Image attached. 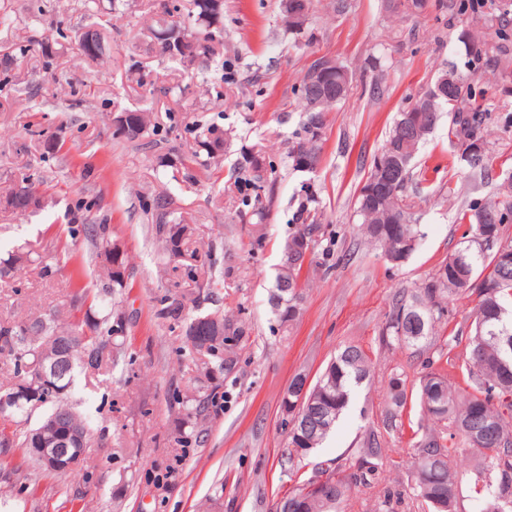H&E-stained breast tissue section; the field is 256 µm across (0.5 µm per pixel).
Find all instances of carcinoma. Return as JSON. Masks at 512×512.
I'll return each mask as SVG.
<instances>
[{"instance_id": "carcinoma-1", "label": "carcinoma", "mask_w": 512, "mask_h": 512, "mask_svg": "<svg viewBox=\"0 0 512 512\" xmlns=\"http://www.w3.org/2000/svg\"><path fill=\"white\" fill-rule=\"evenodd\" d=\"M191 24L161 19L158 26L149 32L150 41L158 46L161 55L173 62L204 70L215 52L216 36L223 31L224 0H192ZM171 33L176 54L168 55L159 47L157 33ZM79 46L84 56L96 62L111 51L109 42L100 29L89 27L78 35ZM96 51L88 53L89 43ZM350 82L333 95L322 97L321 106L311 110V89L301 83L300 95L304 103L302 133L292 142L288 158L292 169L314 172L321 164L324 137L315 135V130L325 129L326 112L342 102L347 96ZM472 97L469 78L455 70L445 71L419 97L422 111L417 113L418 129L403 133L404 115L398 113L379 156H389L398 169L404 170L406 179L390 188H377L373 195L358 194L356 213L369 242L386 255L402 254L408 259L416 247L404 249L402 238L408 236L419 242L417 226L411 223L408 207L404 202V190L411 180L412 161L419 144L440 119L445 109H454L459 102ZM133 123L130 142L149 137L152 125L151 112L143 109L129 111ZM486 121V113L477 108L452 115L450 130L456 139L479 140ZM198 143L201 151L189 157H163V166L171 169L173 180L192 178L191 166H206L210 160L224 151V133L214 127L198 128ZM466 167L477 172L485 169L484 155L463 150L460 155ZM264 146L256 142L243 150L241 160L232 173L234 182L245 183L250 189L259 191L267 183ZM37 194L36 186L29 178L21 180L17 191V202L13 210H28L30 199ZM158 211L159 232L164 234V253L170 258L182 256V244L190 227L177 221L172 203L160 198L155 202ZM512 211V204L500 208L489 205L474 211L469 216L468 230L462 236V246L444 260L437 273L429 278L425 287L413 289L398 296L379 336L380 344L386 347H405L421 362L418 376L410 378L402 368L389 381V396L381 413L382 431L366 434L360 448L354 453L355 462L348 467H336L329 474L319 493L308 488L309 478L284 496L276 512H291L293 505L305 500L304 512H341L351 494L361 488L374 487L376 475L383 466L381 439L386 434L410 430L412 461L409 468L408 487L413 498L424 505L428 512H438L436 504L448 503L447 512H456L459 478L452 468V461L463 445L478 451V457L468 478L469 489L480 503L497 501L502 512H512V356L504 358L505 337H512V264L497 260V253L490 248L512 250V244H501L505 212ZM310 222L299 225L281 249V264L275 278L274 290L269 304L277 315L280 325L287 329L300 315L303 300L302 273L308 255L318 243L321 225L315 214L308 215ZM485 228V245L478 244L475 234L478 226ZM304 242V250L287 252L296 241ZM110 243H101L96 259L104 270L108 282L102 285L103 292L110 288L124 287L125 277L113 268L115 258L109 250ZM473 296L476 305L472 316L464 319V331L468 345L461 368L466 372L467 392L448 379V350L459 342L461 336H437L435 329L448 323V304L454 298ZM185 305L174 301L161 310V315L182 324L186 338L185 348L189 353L201 354L194 335L195 325L201 319H209L211 326L223 328L224 335L212 340L210 351L205 353L209 363L218 371L232 363L229 353L247 334L245 325L217 314H200L189 320L183 317ZM113 336L104 340L89 336L82 326L75 323L63 328L56 317H37L19 322L0 323V355L13 361L18 382L7 389L12 393L30 388L38 378V368L62 354L67 359L73 377V369L81 365L89 370H98L112 359ZM506 362H501V359ZM370 375V359L362 346L345 345L330 360L325 370L311 385V404L305 406L301 421L306 423L302 434L306 440L296 436L287 439L281 452V466L292 470L304 460L293 454L292 448L318 449L331 430L316 427L317 416L323 410L331 411V421L337 422L350 403L353 389L361 385ZM44 404L51 406L49 415L90 435L86 420L64 399L52 395ZM418 406L421 418L417 422H404V412L410 406ZM35 446L32 429L0 430V455H7L13 448ZM408 507L401 493L386 490L378 502L379 512H400Z\"/></svg>"}]
</instances>
